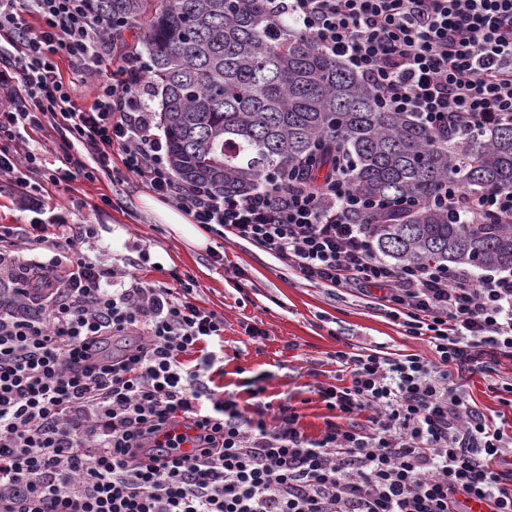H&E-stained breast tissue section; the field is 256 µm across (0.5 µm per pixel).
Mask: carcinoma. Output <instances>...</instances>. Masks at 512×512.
I'll use <instances>...</instances> for the list:
<instances>
[{
  "instance_id": "cac0c4a2",
  "label": "carcinoma",
  "mask_w": 512,
  "mask_h": 512,
  "mask_svg": "<svg viewBox=\"0 0 512 512\" xmlns=\"http://www.w3.org/2000/svg\"><path fill=\"white\" fill-rule=\"evenodd\" d=\"M92 5L121 23L149 18V74L170 167L185 185L246 196L266 174L286 177L300 164L327 175L339 151L351 189L388 205L360 220L394 265L512 266L511 217L477 212L454 224L436 203L452 183L472 199L512 190V123L462 141L434 137L412 113L382 111L374 91L311 40L269 37L266 0Z\"/></svg>"
}]
</instances>
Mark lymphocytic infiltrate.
I'll return each instance as SVG.
<instances>
[{
    "label": "lymphocytic infiltrate",
    "mask_w": 512,
    "mask_h": 512,
    "mask_svg": "<svg viewBox=\"0 0 512 512\" xmlns=\"http://www.w3.org/2000/svg\"><path fill=\"white\" fill-rule=\"evenodd\" d=\"M369 85L387 112L417 113L435 134L465 137L512 120V0H268ZM90 0H0V178L39 209L40 167L25 131L53 120L86 160L59 170L91 181L120 158L125 175L327 288L375 291L408 333L428 331L434 359L370 350L337 359L346 386L318 387L328 409L369 413L368 429L327 422L308 439L288 404L248 415L213 386L224 317L123 262L83 253L95 225L24 274L21 302L0 308V512H512V435L491 428L454 374L512 357V271L379 256L355 215H380L345 166L301 170L245 197L182 185L154 134L149 64ZM67 69H60V61ZM92 90L78 104L75 82ZM64 277H55L57 268ZM190 446V456L175 448Z\"/></svg>",
    "instance_id": "f902f5d3"
}]
</instances>
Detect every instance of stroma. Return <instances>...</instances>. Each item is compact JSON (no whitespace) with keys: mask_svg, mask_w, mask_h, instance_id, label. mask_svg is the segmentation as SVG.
Here are the masks:
<instances>
[{"mask_svg":"<svg viewBox=\"0 0 512 512\" xmlns=\"http://www.w3.org/2000/svg\"><path fill=\"white\" fill-rule=\"evenodd\" d=\"M43 187L42 212L56 214L57 223L41 224V212L21 204L20 188L0 180V224L24 231L36 223L42 226L39 240L26 241L14 258L47 260L51 245L72 236L79 224L100 229L99 238L85 247L92 256L119 258L129 254L132 244H140L150 253V265L140 270V277L166 284L170 272L190 276L197 304L223 313L225 394L248 405L243 378L267 375V399L294 407L309 438H318L330 421L344 428L367 425L366 415L342 417L327 409L316 393L320 386L345 385L337 352L370 348L435 357L425 337L406 332L357 291L332 292L309 283L264 250L224 240L216 231H205L204 244L189 241L145 207L149 191L131 177L115 173L92 182L81 179L68 192L48 181ZM254 327L265 331V338L251 339ZM461 383L490 425L512 434V408L501 402L504 385L512 384V364L504 360L494 370L465 373Z\"/></svg>","mask_w":512,"mask_h":512,"instance_id":"stroma-1","label":"stroma"}]
</instances>
